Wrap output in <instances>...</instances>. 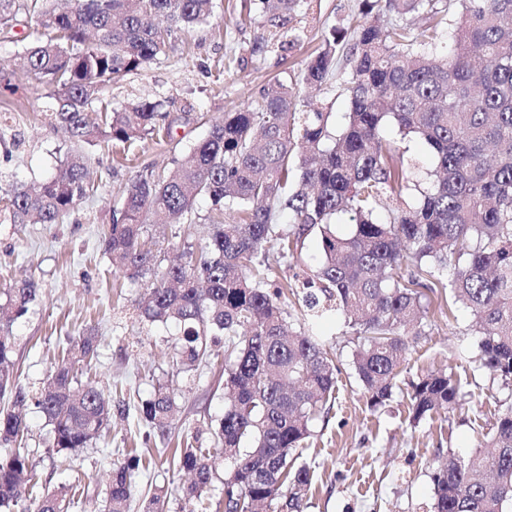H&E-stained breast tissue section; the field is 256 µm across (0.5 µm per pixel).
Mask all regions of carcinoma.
I'll use <instances>...</instances> for the list:
<instances>
[{
  "label": "carcinoma",
  "mask_w": 512,
  "mask_h": 512,
  "mask_svg": "<svg viewBox=\"0 0 512 512\" xmlns=\"http://www.w3.org/2000/svg\"><path fill=\"white\" fill-rule=\"evenodd\" d=\"M352 43L326 40L299 79H277L240 112L224 114L205 138L174 159L168 174L150 171L128 186L103 234L116 271L149 277L141 313L178 329L175 355L192 367L224 337V415L217 446L179 450L193 474L186 497L202 496L224 469V512H257L280 504L301 512L312 486L296 451L315 420L329 414L338 375L332 349L302 331L300 318L335 310L352 329L350 369L377 407L389 400L410 343L425 335L430 296L463 304L482 339L470 360L512 380V0H457L462 24L439 52L448 6L439 0H364ZM262 33L253 55L300 40L290 20L309 0H262ZM213 0H0V30L29 17L48 34L22 47L27 76L49 90L50 118L77 142L131 146L161 130L158 103L139 100L117 110L103 98L112 81L165 54L177 30L212 16ZM410 14L423 22L406 23ZM346 76L348 111L340 127L331 113L308 108L298 82L321 90ZM419 139L434 155L429 180L414 182L396 141ZM80 154L39 186L1 188L13 224H58L89 191ZM211 204L208 245L186 261L161 266L148 227L194 224L196 205ZM387 219L376 217L378 208ZM229 210L233 223L221 221ZM349 216L354 230L336 233ZM292 228L281 230L283 218ZM311 234L322 260L310 274L269 291L266 245L292 257ZM24 281L0 302V442L23 435L31 404L45 416L57 453L88 447L112 421V396L82 388L74 365L97 356L89 331L69 343L40 392L15 383L11 329L35 300ZM460 383L428 373L412 384L418 422L460 402ZM164 384L140 414L165 437L179 411ZM139 459L112 469L108 512H129ZM28 460H0V512H16ZM430 512L512 509V407L467 456L448 454L432 475ZM57 493L37 512H63Z\"/></svg>",
  "instance_id": "1"
}]
</instances>
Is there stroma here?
I'll use <instances>...</instances> for the list:
<instances>
[{
    "mask_svg": "<svg viewBox=\"0 0 512 512\" xmlns=\"http://www.w3.org/2000/svg\"><path fill=\"white\" fill-rule=\"evenodd\" d=\"M361 8L362 0H311L294 20L298 44L254 55L250 48L263 21L259 0H215L209 21L178 31L159 61L109 88L116 108L141 98L160 101L171 127L169 137L140 142L133 158L121 162L112 146L75 143L50 120L52 100L44 86L26 78L18 56L27 24L15 27L13 40L0 38V183H36L80 153L94 185L58 224H14L0 210V292L25 278L38 286L27 314L12 328L14 375L19 386L37 392L65 355L69 337L90 329L100 338L98 358L77 364V378L120 402L96 445L66 455L53 452L50 426L39 409L29 407L23 437L0 443V458L18 452L28 459L31 481L22 489L21 512H34L42 496L61 488L71 501L68 512H108V475L132 452L152 466L133 478L130 512H146L159 487L167 491L159 512H190L181 493L187 476L173 463L171 450L184 440L213 447L224 414V347L213 346L209 360L195 369L177 365L176 327L142 316L143 282L113 271L102 233L133 178L170 167L173 157L225 113L246 107L273 78L298 75L324 39ZM197 211L191 229L150 228L166 256L204 246L209 203L199 201ZM429 316L432 328L411 347L400 391L376 408L349 369L351 330L343 316L330 311L310 320L309 332L335 347L341 374L327 418L315 423L299 451V463L313 475L303 512H429L439 461L451 453L468 455L512 405V382L473 370L468 362L480 341L470 331L471 310L460 304L443 311L434 307ZM431 371L460 379L465 401L411 425L407 391ZM161 383L174 389L181 406L165 438L150 431L139 414Z\"/></svg>",
    "mask_w": 512,
    "mask_h": 512,
    "instance_id": "1",
    "label": "stroma"
}]
</instances>
